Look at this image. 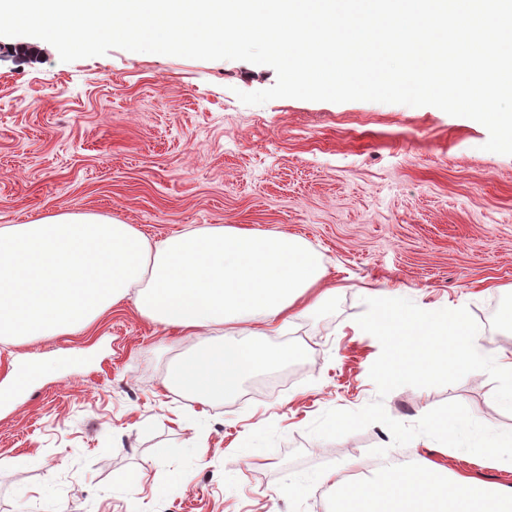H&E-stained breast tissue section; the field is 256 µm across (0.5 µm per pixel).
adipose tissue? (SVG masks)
<instances>
[{"label": "adipose tissue", "mask_w": 512, "mask_h": 512, "mask_svg": "<svg viewBox=\"0 0 512 512\" xmlns=\"http://www.w3.org/2000/svg\"><path fill=\"white\" fill-rule=\"evenodd\" d=\"M327 274L320 252L282 232L211 224L152 241L106 215L61 211L0 226V344L87 329L129 299L141 316L193 341L168 382L209 401L245 375L304 356L302 346L270 340L330 301ZM216 336L234 340L232 352L213 348ZM406 445L407 457L381 459L357 482L333 468L299 470L280 492L327 488L333 512H512V485L486 486L418 453L497 466L512 432L428 416Z\"/></svg>", "instance_id": "adipose-tissue-1"}]
</instances>
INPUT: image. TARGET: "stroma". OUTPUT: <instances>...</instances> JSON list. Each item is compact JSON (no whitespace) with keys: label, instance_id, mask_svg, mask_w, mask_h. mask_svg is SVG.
Here are the masks:
<instances>
[{"label":"stroma","instance_id":"obj_1","mask_svg":"<svg viewBox=\"0 0 512 512\" xmlns=\"http://www.w3.org/2000/svg\"><path fill=\"white\" fill-rule=\"evenodd\" d=\"M0 37V225L91 212L159 239L202 224L283 231L323 254L334 299L296 320L305 359L243 377L200 403L167 386L190 339L126 300L91 328L0 344V386L40 363L0 406V512H326L315 493L277 495L288 472L384 456L381 424L336 440L308 434L329 409L378 399V340L357 333L367 291L467 307L488 348L512 347V155L485 151L480 123L432 106L283 98L267 65L115 48L61 61L37 38L20 57ZM75 356L71 372L56 360ZM489 376L382 398L512 431ZM250 441L255 459L234 447ZM35 367L29 366L18 370L14 382L5 387L0 388V402H9L17 396L25 394L30 386V380L35 378Z\"/></svg>","mask_w":512,"mask_h":512}]
</instances>
